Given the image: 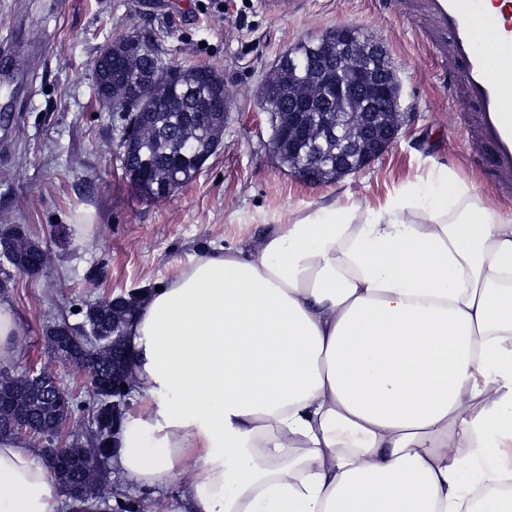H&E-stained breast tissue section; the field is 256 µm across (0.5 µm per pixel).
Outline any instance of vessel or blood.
<instances>
[{"instance_id":"obj_1","label":"vessel or blood","mask_w":512,"mask_h":512,"mask_svg":"<svg viewBox=\"0 0 512 512\" xmlns=\"http://www.w3.org/2000/svg\"><path fill=\"white\" fill-rule=\"evenodd\" d=\"M411 25L441 64L448 93L474 139L476 162L503 195L512 194V0H494L487 20L483 0H382Z\"/></svg>"}]
</instances>
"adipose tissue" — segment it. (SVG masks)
<instances>
[{"mask_svg":"<svg viewBox=\"0 0 512 512\" xmlns=\"http://www.w3.org/2000/svg\"><path fill=\"white\" fill-rule=\"evenodd\" d=\"M330 205L215 247L127 327L113 464L182 512H512V213L448 173L363 224ZM0 441V512H63Z\"/></svg>","mask_w":512,"mask_h":512,"instance_id":"adipose-tissue-1","label":"adipose tissue"}]
</instances>
